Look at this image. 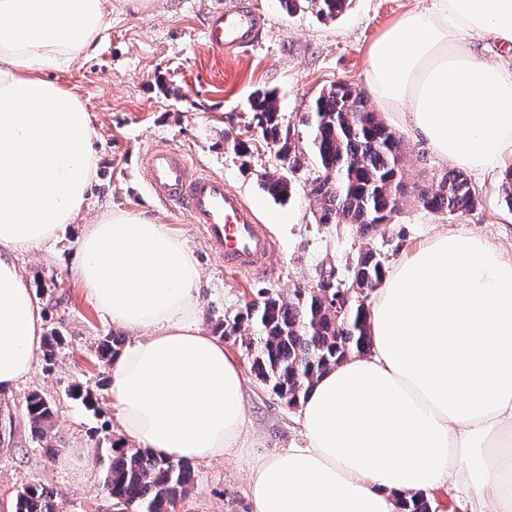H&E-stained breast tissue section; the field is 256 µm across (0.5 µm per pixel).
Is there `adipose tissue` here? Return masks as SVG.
I'll use <instances>...</instances> for the list:
<instances>
[{"mask_svg": "<svg viewBox=\"0 0 512 512\" xmlns=\"http://www.w3.org/2000/svg\"><path fill=\"white\" fill-rule=\"evenodd\" d=\"M112 0H0V390L32 371L42 314L15 258L84 213L98 157L92 115L53 71L103 40ZM479 35L500 55L468 44ZM512 0H431L369 45L365 82L450 165L512 160ZM77 277L138 337L107 390L126 439L207 463L244 437L243 377L198 319L200 270L165 225L106 212ZM371 349L322 374L300 403L302 445L254 458L253 512H512V256L459 231L411 247L369 313Z\"/></svg>", "mask_w": 512, "mask_h": 512, "instance_id": "adipose-tissue-1", "label": "adipose tissue"}]
</instances>
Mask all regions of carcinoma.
<instances>
[{"mask_svg":"<svg viewBox=\"0 0 512 512\" xmlns=\"http://www.w3.org/2000/svg\"><path fill=\"white\" fill-rule=\"evenodd\" d=\"M289 14L309 13L325 23L336 20L352 0H279ZM255 127L266 145L275 150L277 172L264 176L262 187L275 200L292 196L293 179L308 170L314 159L310 192L320 201L319 223L354 224L364 238L372 237L400 210L409 193L404 181V152L398 136L378 113L370 109L364 94L347 83L324 89L311 104L303 124L310 130V151L296 143L282 124L278 95L258 91L250 99ZM414 201L429 213L461 215L472 210L477 199L466 174L450 170L437 186L419 188ZM353 276L373 288L384 277V263L370 248L361 252L352 267ZM329 293L294 292L288 301L263 293L233 321H219L215 332L226 336L256 335L250 370L255 377L292 407L299 406L312 383L354 353L371 348L369 312L358 292L349 296L347 310L334 307L337 288L333 274L326 279ZM124 339L103 336L95 353L98 361L113 359ZM70 396L97 409L95 393L81 383ZM26 413L33 437L47 439L52 404L38 393L26 400ZM102 464L103 489L135 512H177L195 483L187 461L161 458L144 448H125L109 443L97 448ZM14 512H56L53 494L40 484L17 491ZM402 512H431L421 493L402 499Z\"/></svg>","mask_w":512,"mask_h":512,"instance_id":"carcinoma-1","label":"carcinoma"}]
</instances>
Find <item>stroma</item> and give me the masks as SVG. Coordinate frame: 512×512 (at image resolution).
<instances>
[{"mask_svg":"<svg viewBox=\"0 0 512 512\" xmlns=\"http://www.w3.org/2000/svg\"><path fill=\"white\" fill-rule=\"evenodd\" d=\"M230 0H112L106 38L91 57L53 73L94 115L99 162L82 223L66 225L58 239L19 254L17 263L42 310L44 332L65 338L55 364L37 359L30 376L0 392V512H13L18 489L39 483L53 490L58 512H113L95 458L98 440L123 442L116 410L106 390L90 410L68 396L77 382L96 387L110 363L95 347L116 328L78 280L80 241L87 226L106 211L127 212L158 224L192 251L202 272L200 312L206 331L243 312L259 291L293 297L316 288L326 269L350 283L351 268L364 247L380 253L385 267L413 244L438 232L466 230L512 253V208L499 192L500 173L469 172L478 203L463 216L422 210L405 198L391 224L369 240L352 224H319L320 204L299 180L293 197L279 202L262 188L275 169L272 150L255 134L250 95L277 91L280 116L300 145L309 134L302 123L323 88L337 82L365 89L369 44L405 12L430 0H353L336 21L288 15L278 0H245L264 28L252 47L222 54L206 38L210 13ZM406 119L390 121L402 135L404 168L410 185L436 183L448 163L425 142L406 136ZM186 157L192 171L223 177L253 209L275 243L268 269L257 275H229L223 260L206 245L199 225L155 197L142 160L157 145ZM246 337L225 339L245 385L247 437L235 454L196 464L198 482L180 512H252L245 495L248 466L258 454H273L303 440L297 408L271 392L250 372ZM34 392L50 398L55 417L45 441L32 439L24 410Z\"/></svg>","mask_w":512,"mask_h":512,"instance_id":"stroma-1","label":"stroma"}]
</instances>
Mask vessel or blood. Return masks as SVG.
I'll use <instances>...</instances> for the list:
<instances>
[{
	"label": "vessel or blood",
	"instance_id": "obj_1",
	"mask_svg": "<svg viewBox=\"0 0 512 512\" xmlns=\"http://www.w3.org/2000/svg\"><path fill=\"white\" fill-rule=\"evenodd\" d=\"M259 26V17L234 0L232 6L211 13L206 34L213 48L230 52L253 45ZM144 167L152 192L188 212L192 223L200 225L210 250L223 258L227 271L239 275L266 268L274 241L222 176L191 173L186 158L165 146L151 150Z\"/></svg>",
	"mask_w": 512,
	"mask_h": 512
}]
</instances>
